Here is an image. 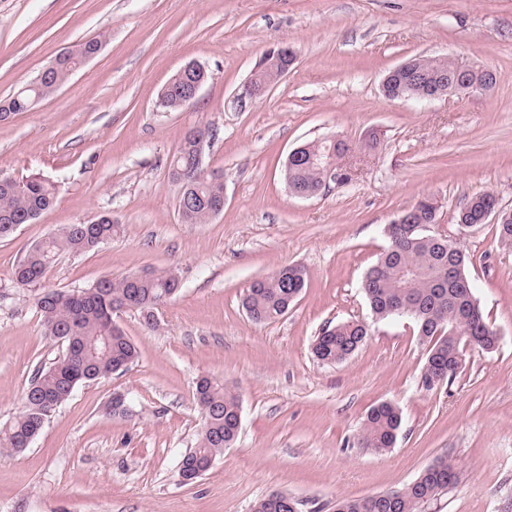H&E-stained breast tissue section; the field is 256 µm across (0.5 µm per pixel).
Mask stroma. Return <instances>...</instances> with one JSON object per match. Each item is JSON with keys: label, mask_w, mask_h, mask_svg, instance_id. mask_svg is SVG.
I'll return each instance as SVG.
<instances>
[{"label": "stroma", "mask_w": 512, "mask_h": 512, "mask_svg": "<svg viewBox=\"0 0 512 512\" xmlns=\"http://www.w3.org/2000/svg\"><path fill=\"white\" fill-rule=\"evenodd\" d=\"M92 39L99 52L65 84L0 122V174L59 189L50 211L0 239V426L19 414L35 369L62 352L43 334L33 291L12 283L30 246L108 215L122 232L60 253L46 286L170 269L180 287L156 329L136 312L117 315L138 351L126 370L80 385L25 452L0 454V512H253L274 490L300 512H334L337 499L402 488L446 456L458 479L424 512H512V246L496 218L456 221L483 191L512 212V0H0V102ZM278 45L295 52L290 71L236 109L239 87ZM414 55L491 68L497 83L431 101L385 98V74ZM190 61L207 80L191 105L164 109V87ZM204 125L216 132L203 162L223 178L224 210L185 224L169 163L183 134ZM329 134L352 145L349 181L291 196L288 154ZM423 196L438 200L436 230L468 256L499 336L494 351L467 349L455 379L431 388L413 322L374 320L361 288L387 225ZM286 265L305 270L302 294L275 322L254 323L245 290ZM349 320L368 324L364 345L317 361L322 329ZM203 376L235 388L242 428L183 484L177 464L196 444ZM116 392L131 415L112 413ZM383 402L402 423L377 455L358 438Z\"/></svg>", "instance_id": "1"}]
</instances>
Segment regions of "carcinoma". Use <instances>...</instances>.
Segmentation results:
<instances>
[{
    "label": "carcinoma",
    "mask_w": 512,
    "mask_h": 512,
    "mask_svg": "<svg viewBox=\"0 0 512 512\" xmlns=\"http://www.w3.org/2000/svg\"><path fill=\"white\" fill-rule=\"evenodd\" d=\"M99 41L77 45L57 68L19 89L8 100L11 112L29 109L32 99L56 91L77 66L95 54ZM460 75L472 83H486L479 69L464 70L450 57L422 55L412 58L409 71L392 77L393 99L425 100L431 95L448 94L452 80ZM203 72L176 73L160 99L162 107L176 110L192 104L183 89L202 78ZM213 137L210 128L197 126L182 137L169 164L172 181L196 190L204 202L179 214L184 224H207L213 219L211 203L224 196V183L198 160L197 139ZM325 144L307 143L305 159L288 165L285 181L292 192H317L326 176ZM56 185L41 177H30L22 184L0 179V238L14 234L53 208ZM492 192L472 196L459 210L460 224L478 225L484 210L495 204ZM404 223L391 224L390 244L371 267L362 288L373 317L394 320L403 316L414 320L420 340L430 345L424 373L449 382L461 370L464 349L475 346L493 350L497 331L489 325L465 274L466 257L461 250L448 251V239L426 237L423 225H433L438 214L430 199L423 198L402 213ZM120 232V225L103 218L96 224H70L58 233L32 246L14 271V282L21 289L40 288L35 305L45 334L60 342L62 354L48 367L33 373L24 394L22 412L0 427V453L19 454L30 447L56 410L84 383L105 379L133 363L134 344L114 321V315L134 310L145 325L157 326L156 312L179 290V279L171 270L147 271L132 281L128 277L108 279L97 287L77 291L42 287L47 271L60 253H81L104 244ZM306 286V273L296 266H284L257 280L242 300L247 315L257 323H271L283 316ZM368 326L347 321L326 328L312 346L322 363H336L354 354L366 341ZM195 399L202 414V427L195 448L179 462L178 477L189 484L206 473L224 449L237 439L242 410L239 395L224 382L209 377L199 379ZM401 427L399 409L383 402L367 414L359 435L360 447L376 454L392 448ZM457 463L448 456L423 471L406 486L377 496L343 498L336 512H421L457 480ZM291 497L274 490L260 499L253 512H291Z\"/></svg>",
    "instance_id": "carcinoma-1"
}]
</instances>
